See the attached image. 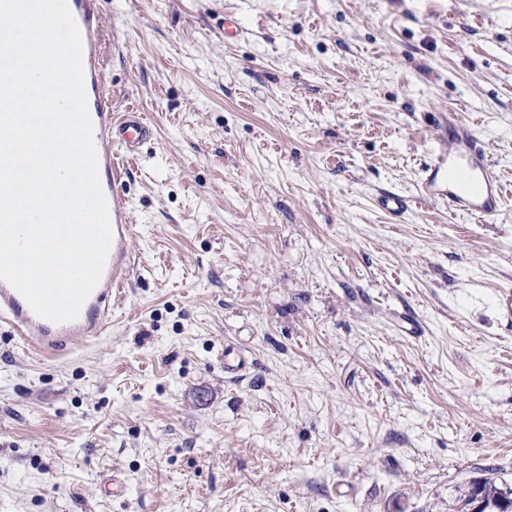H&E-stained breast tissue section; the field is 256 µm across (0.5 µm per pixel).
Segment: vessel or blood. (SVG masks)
I'll use <instances>...</instances> for the list:
<instances>
[{"mask_svg":"<svg viewBox=\"0 0 512 512\" xmlns=\"http://www.w3.org/2000/svg\"><path fill=\"white\" fill-rule=\"evenodd\" d=\"M67 5L82 38L87 106L113 237L100 281L73 320L56 323L37 315L19 291L0 279V323L47 356L101 336L111 321L113 303L125 297L133 273L135 226L124 189V163L153 135L143 113L112 109L100 63L104 26L94 0H67ZM416 193L419 200L445 203L449 212L477 222L498 217L505 205L502 182L482 143L447 119L438 123L431 162L422 171Z\"/></svg>","mask_w":512,"mask_h":512,"instance_id":"1","label":"vessel or blood"}]
</instances>
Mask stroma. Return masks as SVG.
<instances>
[{
    "instance_id": "35a3bbf8",
    "label": "stroma",
    "mask_w": 512,
    "mask_h": 512,
    "mask_svg": "<svg viewBox=\"0 0 512 512\" xmlns=\"http://www.w3.org/2000/svg\"><path fill=\"white\" fill-rule=\"evenodd\" d=\"M97 7L112 108L154 127L135 270L88 344L47 358L0 328V512H459L471 481L512 489V0ZM444 113L511 192L494 221L378 206L413 197Z\"/></svg>"
}]
</instances>
